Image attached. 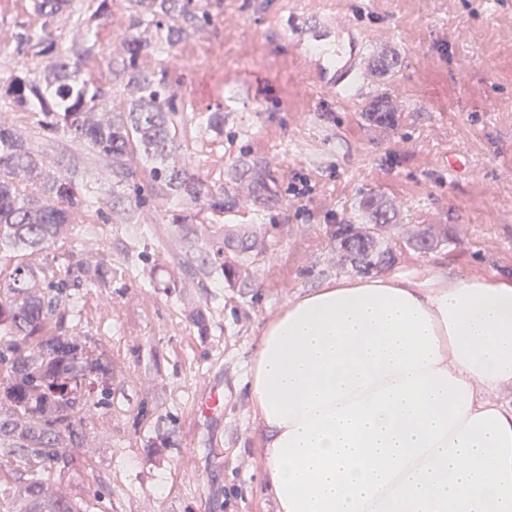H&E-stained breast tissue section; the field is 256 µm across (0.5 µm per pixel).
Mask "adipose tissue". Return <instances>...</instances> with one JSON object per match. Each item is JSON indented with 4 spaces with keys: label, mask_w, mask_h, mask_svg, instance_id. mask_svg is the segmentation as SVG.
<instances>
[{
    "label": "adipose tissue",
    "mask_w": 512,
    "mask_h": 512,
    "mask_svg": "<svg viewBox=\"0 0 512 512\" xmlns=\"http://www.w3.org/2000/svg\"><path fill=\"white\" fill-rule=\"evenodd\" d=\"M276 512H512V281L326 282L245 381Z\"/></svg>",
    "instance_id": "ef3b65f1"
}]
</instances>
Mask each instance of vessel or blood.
<instances>
[{"instance_id":"b4317fda","label":"vessel or blood","mask_w":512,"mask_h":512,"mask_svg":"<svg viewBox=\"0 0 512 512\" xmlns=\"http://www.w3.org/2000/svg\"><path fill=\"white\" fill-rule=\"evenodd\" d=\"M350 28L346 19L318 23L296 32L297 44H310L314 52L306 57L307 73L339 94L372 82L374 72L371 58L358 52L349 40Z\"/></svg>"}]
</instances>
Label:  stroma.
<instances>
[{"label": "stroma", "instance_id": "stroma-1", "mask_svg": "<svg viewBox=\"0 0 512 512\" xmlns=\"http://www.w3.org/2000/svg\"><path fill=\"white\" fill-rule=\"evenodd\" d=\"M338 16L366 55L398 60L353 97L309 78L288 27ZM179 57L177 97L224 107L213 143L186 119L179 160L240 200L224 229L269 247L253 256L250 285L218 270L191 280L167 224L97 225L92 257L112 281L84 290L76 330L112 361V405L83 415L86 447L53 470L82 512H276L245 376L289 298L354 277L334 233L369 226L366 197L395 214L385 272L512 280V0H224ZM379 99L393 122L370 113ZM252 157L270 162L273 208L252 206L234 177ZM302 178L312 191L293 196ZM423 228L442 242L410 246ZM216 387L224 409L201 417L196 404Z\"/></svg>", "mask_w": 512, "mask_h": 512}]
</instances>
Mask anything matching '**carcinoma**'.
Returning a JSON list of instances; mask_svg holds the SVG:
<instances>
[{
	"instance_id": "1",
	"label": "carcinoma",
	"mask_w": 512,
	"mask_h": 512,
	"mask_svg": "<svg viewBox=\"0 0 512 512\" xmlns=\"http://www.w3.org/2000/svg\"><path fill=\"white\" fill-rule=\"evenodd\" d=\"M116 0H28L27 18L12 31L15 66L0 80V461L24 465L25 482L6 512H82L69 498L47 496L51 468L68 461L67 449L84 446L80 415L106 408L112 363L88 337L43 333L46 320H80L84 288L112 278L102 261L56 269L32 259L64 245L76 226L110 217L102 199L71 177L51 174L9 115L24 112L43 139L71 143L72 158L89 156L101 168L112 196L127 200L115 211L124 224H154L165 213L173 238L190 244L186 225L203 214L220 221L236 206L222 184H209L190 166L169 162L180 149L187 105L172 92L171 55L196 30L212 23L223 0H122L129 26L121 48L104 52L100 30ZM156 57L151 69L145 56ZM206 131L224 133V105L195 114ZM254 205L278 202L270 163L240 162ZM161 194L146 207L145 186ZM373 224L392 229L381 198L366 200ZM336 244L359 272L388 263L390 252L353 224L336 228ZM263 247L249 231L229 234L204 252L198 272L212 273L207 257L241 254L232 276L251 279L248 258Z\"/></svg>"
}]
</instances>
